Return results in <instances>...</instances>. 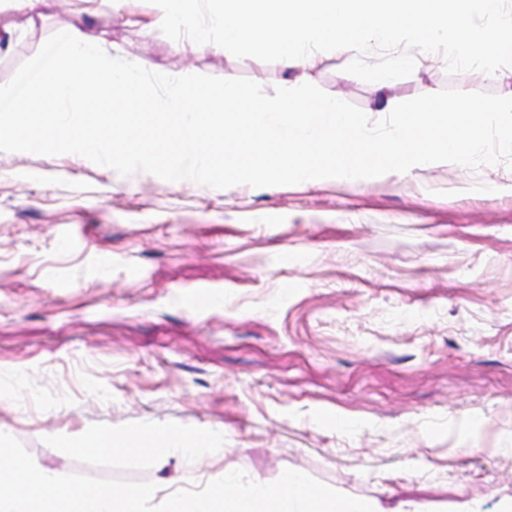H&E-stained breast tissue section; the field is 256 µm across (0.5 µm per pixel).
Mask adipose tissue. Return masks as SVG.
I'll return each instance as SVG.
<instances>
[{"mask_svg":"<svg viewBox=\"0 0 512 512\" xmlns=\"http://www.w3.org/2000/svg\"><path fill=\"white\" fill-rule=\"evenodd\" d=\"M204 445L205 441L198 433L175 425L140 429L123 438H115L99 431H88L72 443L73 448L80 453L115 447L138 456L155 455L163 447L197 453L202 451Z\"/></svg>","mask_w":512,"mask_h":512,"instance_id":"adipose-tissue-1","label":"adipose tissue"}]
</instances>
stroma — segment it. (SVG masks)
<instances>
[{
  "instance_id": "35a3bbf8",
  "label": "stroma",
  "mask_w": 512,
  "mask_h": 512,
  "mask_svg": "<svg viewBox=\"0 0 512 512\" xmlns=\"http://www.w3.org/2000/svg\"><path fill=\"white\" fill-rule=\"evenodd\" d=\"M150 0L0 12V84L72 27L158 73L273 91L307 80L370 119L447 88L512 97V67L390 83L194 49ZM200 290L208 307L192 302ZM180 424L204 462L78 453L89 429ZM0 432L36 465L164 492L293 469L403 512L512 504V169L449 162L372 179L219 190L72 154L0 152Z\"/></svg>"
}]
</instances>
